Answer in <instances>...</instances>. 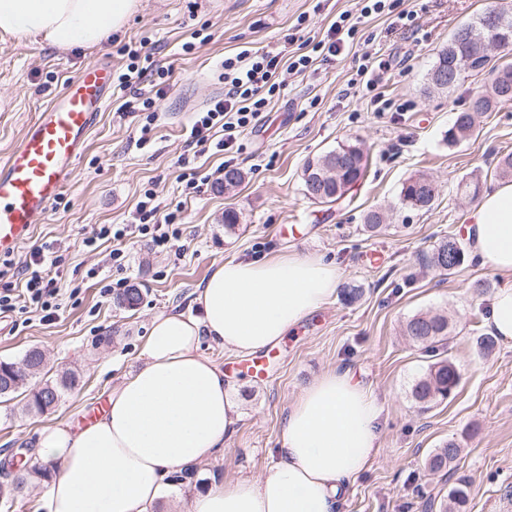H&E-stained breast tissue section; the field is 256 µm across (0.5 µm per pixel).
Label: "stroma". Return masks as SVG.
Masks as SVG:
<instances>
[{
  "label": "stroma",
  "instance_id": "stroma-1",
  "mask_svg": "<svg viewBox=\"0 0 512 512\" xmlns=\"http://www.w3.org/2000/svg\"><path fill=\"white\" fill-rule=\"evenodd\" d=\"M139 10L114 32L104 48H59L33 39L0 40V156L18 142L27 124L87 63L107 59L113 69L127 63L122 50L147 45L154 59L173 69L156 101L154 141L136 147L142 113H122L120 95L100 112L71 178L45 218L11 260L21 266L33 248L53 243L62 257L65 287H79L64 298L59 318L39 315L0 320V360H18L40 349L52 369L79 372L78 387L45 412L27 411L28 388L0 402V455L11 472L36 462L40 431L74 421L79 411L106 399L130 366L141 364L151 320L158 314H196L194 299L213 263L261 259L294 249L336 262L345 287L362 294L351 302L343 291L306 316L295 331L265 348L267 377L239 370L240 355L203 341L200 350L219 364L228 394L241 416L224 450L192 470L172 472L169 480L183 499L204 492L212 477L256 478L266 473L270 453L279 447L288 406L317 376L351 369L383 406L381 448L344 496L339 512H432L448 500L453 481L425 467L427 456L445 442L462 449L458 475L469 480L465 512H501L512 503V344L497 342L481 354L479 336L489 333L491 293L474 285L499 286L496 273L473 259L450 274L429 267L427 258L443 238L459 236L473 202L460 181L496 182L501 154L512 152V103L480 118L475 131L449 144L448 130L473 94L485 90L486 75H471L449 91L428 84L439 50L461 25L491 9L512 12V0H395L393 11L364 19L352 48L336 59L296 74L281 70L283 85L256 127L244 131L233 163L244 181L223 190L215 178L219 155L188 152L183 130L193 112L223 93L217 67L224 55L243 49L298 50L292 41L297 18L309 14L312 36L322 37L338 13L354 0H140ZM417 15L416 35L394 28L396 15ZM207 37L191 53L181 46L192 32ZM388 60L379 87L391 108L378 112L361 93L346 87L364 57ZM341 142L358 144L366 158L363 179L340 202L319 204L305 196L301 174L307 159ZM194 170L202 181L186 195L180 174ZM424 172L438 186L429 210L401 206L399 193L411 175ZM152 188L163 204L182 210L179 254H159L146 241L131 245L126 270L106 262L110 244L91 251L82 240L100 224L125 222L142 190ZM240 216L235 229L224 225L226 210ZM384 213L380 231L364 225L368 211ZM97 278H88L90 268ZM111 294H102L103 284ZM143 293L136 309L117 307L115 296L130 286ZM447 314L451 335L441 353L460 373L448 399L417 403L412 388L433 357L403 333L411 316Z\"/></svg>",
  "mask_w": 512,
  "mask_h": 512
}]
</instances>
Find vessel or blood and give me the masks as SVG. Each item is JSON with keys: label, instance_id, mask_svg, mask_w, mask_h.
I'll use <instances>...</instances> for the list:
<instances>
[{"label": "vessel or blood", "instance_id": "1", "mask_svg": "<svg viewBox=\"0 0 512 512\" xmlns=\"http://www.w3.org/2000/svg\"><path fill=\"white\" fill-rule=\"evenodd\" d=\"M112 68L86 64L29 123L0 159V256L14 253L61 193L99 112L109 103Z\"/></svg>", "mask_w": 512, "mask_h": 512}]
</instances>
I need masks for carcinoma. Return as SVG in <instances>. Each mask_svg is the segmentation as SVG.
I'll return each mask as SVG.
<instances>
[{
  "label": "carcinoma",
  "instance_id": "carcinoma-1",
  "mask_svg": "<svg viewBox=\"0 0 512 512\" xmlns=\"http://www.w3.org/2000/svg\"><path fill=\"white\" fill-rule=\"evenodd\" d=\"M480 24L475 20L458 28L448 44L466 48L467 56L476 57L472 73H502L509 78L504 87L491 86L492 94L482 96L470 111L457 113L453 126L448 130V142L456 144L469 136L475 130L477 119L485 112L492 111L497 104L512 101V62L493 64L489 59L478 57L471 36L479 35ZM365 171L364 154L362 149L347 142L325 154L309 159L303 166L302 175L310 174L319 177L318 186L311 188L303 183V191L310 199L321 204L335 203L341 200L345 193L363 177ZM436 187L431 177L418 173L409 177L403 184L399 194L402 206L414 210H428L433 205ZM465 252L460 241L448 236L442 239L434 248L430 263L441 271L449 272L461 266ZM141 301L138 288H127L116 296L117 306L132 310ZM405 333L409 338L431 352L438 351L446 344L450 335L448 317L441 313H418L407 320ZM45 366V359L40 350H28L20 361H0V395L17 391L29 380L36 379L37 383L30 391L26 408L30 411L43 412L56 406L65 394L79 385V375L73 370H63L52 377H40ZM460 382V374L448 358L440 357L432 362L424 374L412 388L414 399L422 404L437 402L448 398ZM460 453L458 444L450 441L435 449L425 461V466L432 472H454L453 463ZM46 477L45 470L32 467L26 473L16 475L5 484L0 483V501L9 504L23 496L29 483L34 478ZM468 498V481L465 477L456 478L455 485L448 494V503L443 512H461Z\"/></svg>",
  "mask_w": 512,
  "mask_h": 512
}]
</instances>
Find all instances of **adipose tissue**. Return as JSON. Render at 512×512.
I'll return each instance as SVG.
<instances>
[{
	"label": "adipose tissue",
	"mask_w": 512,
	"mask_h": 512,
	"mask_svg": "<svg viewBox=\"0 0 512 512\" xmlns=\"http://www.w3.org/2000/svg\"><path fill=\"white\" fill-rule=\"evenodd\" d=\"M140 0H0V34L48 45L100 48ZM466 226L481 267L500 277L488 324L512 342V181L488 189ZM336 263L291 251L214 264L196 296L200 317L162 313L151 322L145 360L113 387L108 409L76 429L62 421L39 434L38 456L55 469L44 512H153L169 474L210 461L239 419L224 372L202 340L251 354L280 342L335 297ZM383 406L351 369L329 370L291 404L279 448L259 479L219 480L186 512H338L346 490L380 448Z\"/></svg>",
	"instance_id": "ef3b65f1"
}]
</instances>
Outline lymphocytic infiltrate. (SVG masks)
<instances>
[{"label": "lymphocytic infiltrate", "instance_id": "f902f5d3", "mask_svg": "<svg viewBox=\"0 0 512 512\" xmlns=\"http://www.w3.org/2000/svg\"><path fill=\"white\" fill-rule=\"evenodd\" d=\"M388 8V0H361L358 13L341 12L323 39H306L298 52L283 55L244 49L225 57L220 63L224 92L214 97L205 110L194 114L184 130L186 147L217 154L232 152L239 136L254 127L275 94L280 92L282 84L277 80L280 68L301 74L320 57L338 55L353 43L363 19L380 16ZM127 55L129 62L116 74L115 84L119 90L132 92L136 111L146 115L139 138L144 144L156 121V100L163 94L172 71L156 66L151 55L140 51L131 49ZM180 223L179 210L162 206L157 193L147 189L140 195L127 223L98 225L84 238L83 244L94 250L99 242L112 243L109 260L121 271L128 267L131 259L126 242L144 238L154 250L171 252L182 235ZM58 264L52 245L35 248L20 271V287L0 289V315L36 313L45 321L57 317L63 309L61 286L52 271Z\"/></svg>", "mask_w": 512, "mask_h": 512}]
</instances>
